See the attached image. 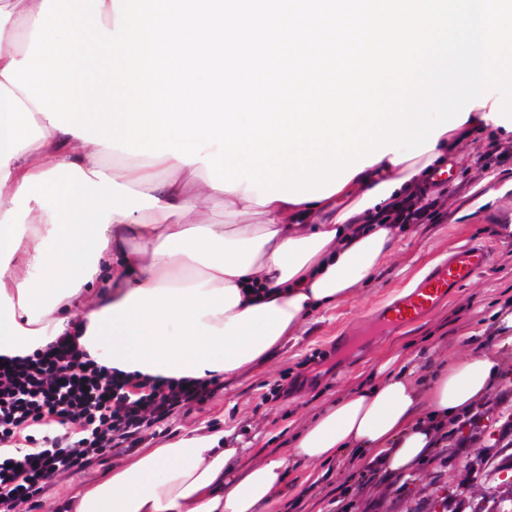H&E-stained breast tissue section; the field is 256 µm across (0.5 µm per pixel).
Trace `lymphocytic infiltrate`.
<instances>
[{
  "label": "lymphocytic infiltrate",
  "instance_id": "f902f5d3",
  "mask_svg": "<svg viewBox=\"0 0 512 512\" xmlns=\"http://www.w3.org/2000/svg\"><path fill=\"white\" fill-rule=\"evenodd\" d=\"M417 188L370 216L400 227L439 217ZM218 379H157L110 369L75 338L24 356L0 355V512H37L52 475L82 470L116 448L170 431L174 418L211 398Z\"/></svg>",
  "mask_w": 512,
  "mask_h": 512
}]
</instances>
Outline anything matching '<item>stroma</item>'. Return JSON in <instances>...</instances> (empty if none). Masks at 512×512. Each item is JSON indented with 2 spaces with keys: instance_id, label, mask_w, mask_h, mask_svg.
<instances>
[{
  "instance_id": "1",
  "label": "stroma",
  "mask_w": 512,
  "mask_h": 512,
  "mask_svg": "<svg viewBox=\"0 0 512 512\" xmlns=\"http://www.w3.org/2000/svg\"><path fill=\"white\" fill-rule=\"evenodd\" d=\"M493 138L490 132L474 135L458 148L451 177H439L445 195L438 222L410 226L372 280L336 306L313 313L269 362L225 381L211 399L181 415L173 433H223L225 447L238 451L232 461L238 470L271 454L285 457L287 477L274 512H328L331 500L358 503L380 489L387 492L388 512H428L425 499L434 485L451 507L466 512L470 492L483 484V471L469 468L462 455L418 464L414 482L405 485L377 472L375 486L367 487L362 478L366 458L355 451L318 464H298L288 454L297 433L338 396L366 382L368 369L394 351L417 362L423 375L469 350L496 352L500 369L491 391H512V344L500 345L496 329L497 316L512 310V159L484 167ZM473 242L492 248L484 269L421 319L379 339L369 336L374 310ZM276 383L284 388L277 397L270 392ZM133 457L130 451L109 453L102 463L52 477L39 512H54L56 502L102 482Z\"/></svg>"
}]
</instances>
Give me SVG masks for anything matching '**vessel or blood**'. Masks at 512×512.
Returning <instances> with one entry per match:
<instances>
[{"mask_svg":"<svg viewBox=\"0 0 512 512\" xmlns=\"http://www.w3.org/2000/svg\"><path fill=\"white\" fill-rule=\"evenodd\" d=\"M488 244L478 242L458 250L449 261L436 266L411 292L380 309L372 318L380 329L412 321L438 307L450 288L467 281L491 259Z\"/></svg>","mask_w":512,"mask_h":512,"instance_id":"vessel-or-blood-1","label":"vessel or blood"}]
</instances>
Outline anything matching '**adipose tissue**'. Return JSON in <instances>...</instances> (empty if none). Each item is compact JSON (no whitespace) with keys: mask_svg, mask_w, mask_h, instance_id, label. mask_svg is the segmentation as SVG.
Listing matches in <instances>:
<instances>
[{"mask_svg":"<svg viewBox=\"0 0 512 512\" xmlns=\"http://www.w3.org/2000/svg\"><path fill=\"white\" fill-rule=\"evenodd\" d=\"M43 0L0 6V355H25L77 337L98 363L163 379L231 378L265 363L316 310L370 280L394 250V231L368 213L403 196L475 133L495 128L475 106L434 149L401 163L391 155L335 194L259 204L256 192L195 180L172 155L105 171L106 148L50 125L4 78L24 50ZM53 197L46 207L44 197ZM258 215L256 224H210L204 202ZM478 349L417 380L401 356L373 383L338 397L295 439L304 463L364 452L405 473L437 446L432 421L469 411L498 371ZM222 434L181 435L71 495L57 512H271L285 461L243 472Z\"/></svg>","mask_w":512,"mask_h":512,"instance_id":"ef3b65f1","label":"adipose tissue"}]
</instances>
